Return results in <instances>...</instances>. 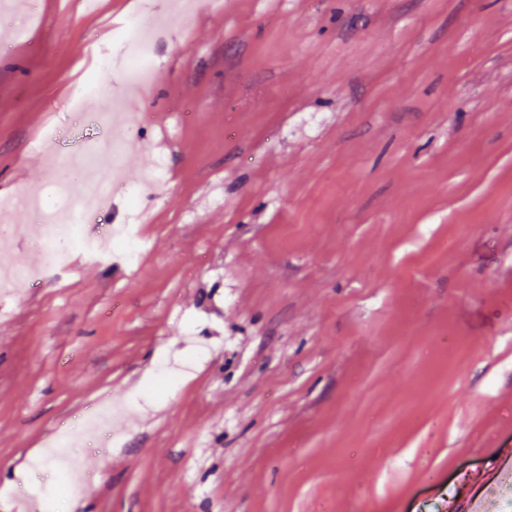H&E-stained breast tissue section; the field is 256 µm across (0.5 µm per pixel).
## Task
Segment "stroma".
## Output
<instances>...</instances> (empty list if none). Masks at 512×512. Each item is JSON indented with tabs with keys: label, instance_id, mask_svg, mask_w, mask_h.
I'll return each instance as SVG.
<instances>
[{
	"label": "stroma",
	"instance_id": "1",
	"mask_svg": "<svg viewBox=\"0 0 512 512\" xmlns=\"http://www.w3.org/2000/svg\"><path fill=\"white\" fill-rule=\"evenodd\" d=\"M136 2L29 0L22 42L0 22V199L46 193L89 137L88 78L87 111L127 98L123 170L167 168L138 268L47 270L22 209L0 237L38 273L0 315V497L448 512L465 472L478 493L512 448V0H184L139 89L87 51ZM102 400L121 417L74 450L96 495L59 496L33 466Z\"/></svg>",
	"mask_w": 512,
	"mask_h": 512
}]
</instances>
